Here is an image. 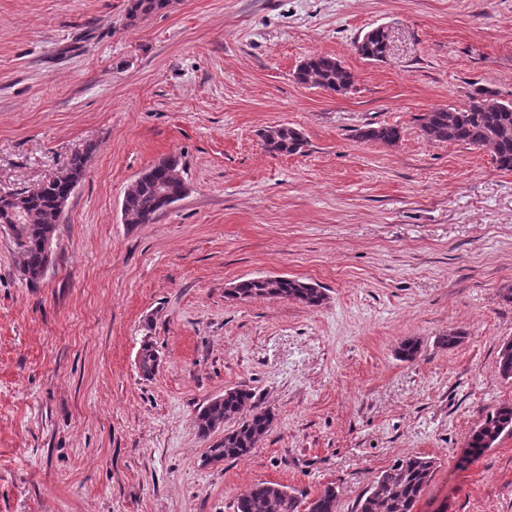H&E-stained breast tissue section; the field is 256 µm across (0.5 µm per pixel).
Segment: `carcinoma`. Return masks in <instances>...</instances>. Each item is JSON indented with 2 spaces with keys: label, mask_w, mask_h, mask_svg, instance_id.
<instances>
[{
  "label": "carcinoma",
  "mask_w": 512,
  "mask_h": 512,
  "mask_svg": "<svg viewBox=\"0 0 512 512\" xmlns=\"http://www.w3.org/2000/svg\"><path fill=\"white\" fill-rule=\"evenodd\" d=\"M166 7L164 0H128L126 20H137L158 13ZM359 55L369 61H382L388 52L387 37L374 32L356 41ZM295 80L314 83L336 94L348 92L353 79L351 72L336 58L311 54L294 73ZM422 135L433 141L464 143L473 147L492 149L493 161L498 168L512 171V101L498 98L493 91L480 89L470 97L463 108L436 107L418 118ZM401 131L396 126H367L356 134L360 141L396 144ZM264 148L272 154L292 155L303 152L304 136L288 126L276 127L275 135L261 132ZM180 161L165 157L151 166L147 178L130 187L127 201L135 219L133 224H147L162 213L167 203L156 186L162 184L170 196L184 193L185 182L180 175ZM67 193V185L49 180L31 189L28 198V219L22 224L9 225V233L20 256L24 279L38 283L48 270L51 258L45 250L48 237L55 235L61 217L57 214V200ZM231 300L247 301L254 298L286 299L307 307H320L326 300L320 286L296 278L283 276L275 281L263 277L240 280L233 291L226 294ZM158 352L153 344L141 347L139 369L144 377H151L157 370ZM498 370L505 380L512 379V340L502 343L498 354ZM276 414L264 405L261 397L250 388H229L201 406L196 415L200 437L207 439L211 433L232 421L224 429V440L208 448L207 455L218 461L236 460L250 454L272 428ZM512 434V404H504L485 418L483 426L471 436L469 447L481 453L502 436ZM436 462L423 456L397 459L373 480L371 487L358 503V512H413L414 506L430 484ZM338 492L327 484L314 497L275 482L255 484L238 499L237 512H336Z\"/></svg>",
  "instance_id": "1"
}]
</instances>
